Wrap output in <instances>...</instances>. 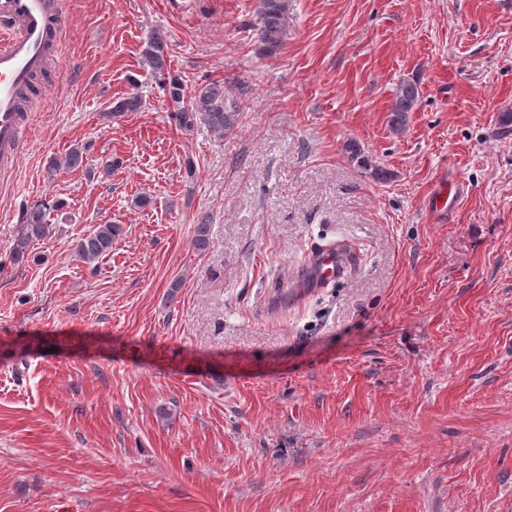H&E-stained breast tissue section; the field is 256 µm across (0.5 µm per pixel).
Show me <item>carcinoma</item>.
Returning <instances> with one entry per match:
<instances>
[{
    "instance_id": "carcinoma-1",
    "label": "carcinoma",
    "mask_w": 512,
    "mask_h": 512,
    "mask_svg": "<svg viewBox=\"0 0 512 512\" xmlns=\"http://www.w3.org/2000/svg\"><path fill=\"white\" fill-rule=\"evenodd\" d=\"M257 35L260 52L264 55L276 53L282 46L288 24V0H258ZM167 39L161 30L152 31L143 43L144 63L161 80L168 100L173 105L176 125L184 132L191 133L202 126L211 134L224 137L233 133L240 125L241 112L238 102L224 91V82L213 81L194 89L191 97H186L183 81L170 74L167 69ZM419 91L416 85L403 82L396 91L391 107V127L401 129L414 107ZM142 107V97L131 93L112 106V116L121 117L128 112H137ZM87 148H72L63 161L53 160L51 166L64 165L76 168L86 160ZM54 232V225L48 223V208L35 204L26 209L21 224L15 256L24 254V249L34 240L48 238ZM121 234V226L106 223L97 224L82 235L75 243V253L87 263H93L112 251V243Z\"/></svg>"
}]
</instances>
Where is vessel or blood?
<instances>
[{"label": "vessel or blood", "mask_w": 512, "mask_h": 512, "mask_svg": "<svg viewBox=\"0 0 512 512\" xmlns=\"http://www.w3.org/2000/svg\"><path fill=\"white\" fill-rule=\"evenodd\" d=\"M60 0H0V171L14 170L23 152L28 122L20 96L41 68L48 44L62 37ZM347 246L332 244L313 253L315 285L344 278L354 266Z\"/></svg>", "instance_id": "1"}]
</instances>
